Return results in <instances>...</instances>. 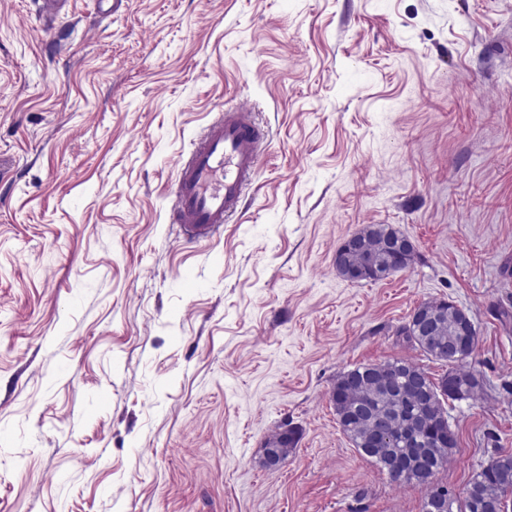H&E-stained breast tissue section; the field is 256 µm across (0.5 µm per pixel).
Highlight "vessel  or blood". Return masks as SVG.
Masks as SVG:
<instances>
[{
	"instance_id": "b4317fda",
	"label": "vessel or blood",
	"mask_w": 512,
	"mask_h": 512,
	"mask_svg": "<svg viewBox=\"0 0 512 512\" xmlns=\"http://www.w3.org/2000/svg\"><path fill=\"white\" fill-rule=\"evenodd\" d=\"M261 155L262 134L252 109L237 106L221 113L178 167L172 223L188 239L211 240L239 210L246 187L258 174Z\"/></svg>"
}]
</instances>
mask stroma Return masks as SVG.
Instances as JSON below:
<instances>
[{
  "label": "stroma",
  "instance_id": "stroma-1",
  "mask_svg": "<svg viewBox=\"0 0 512 512\" xmlns=\"http://www.w3.org/2000/svg\"><path fill=\"white\" fill-rule=\"evenodd\" d=\"M0 0V512H421L330 400L447 300L478 328L438 484L512 451V0ZM268 135L194 243L175 170L218 105ZM409 237L390 279L337 249ZM297 444L276 466L281 425ZM389 226L388 224H369L356 233L361 235L362 246L374 254L382 271L391 269L394 264L392 256L380 246L382 237L386 230L400 233Z\"/></svg>",
  "mask_w": 512,
  "mask_h": 512
}]
</instances>
